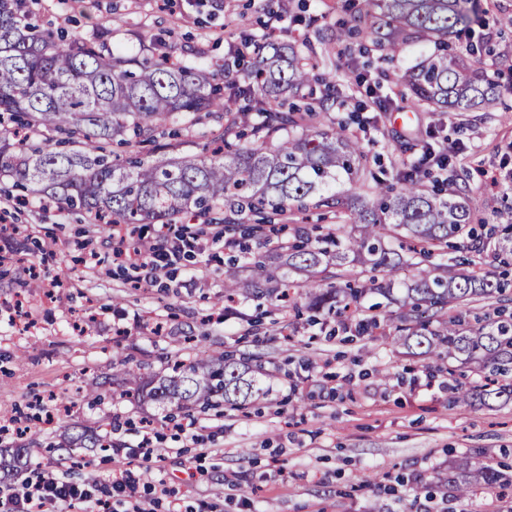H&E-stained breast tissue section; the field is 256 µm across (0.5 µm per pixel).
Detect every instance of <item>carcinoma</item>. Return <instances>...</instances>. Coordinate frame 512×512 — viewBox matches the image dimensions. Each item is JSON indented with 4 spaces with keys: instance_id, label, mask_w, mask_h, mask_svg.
Wrapping results in <instances>:
<instances>
[{
    "instance_id": "obj_1",
    "label": "carcinoma",
    "mask_w": 512,
    "mask_h": 512,
    "mask_svg": "<svg viewBox=\"0 0 512 512\" xmlns=\"http://www.w3.org/2000/svg\"><path fill=\"white\" fill-rule=\"evenodd\" d=\"M355 10L354 29L369 22L372 46L396 52L409 43L430 48L426 58L397 79L401 96L417 103L469 112L493 105L497 85L450 50L452 34L471 20L468 0H344ZM249 85L258 121L233 117L224 138L236 143L211 157L184 155L157 162L124 163L105 142L141 143L156 125L203 112L223 118L224 93L216 74L198 64L173 65L163 56H128L44 30L28 0H0V177L32 194H46L70 211L93 213L109 224H170L183 214L205 215L224 207V224H248L247 237L271 243L272 217L297 214L352 225L353 235L315 234L295 229L294 239L273 244L277 261L267 262L242 244L251 260L248 294L288 305L304 291L312 310L378 329L389 326L404 345L420 354L469 364L502 378L495 390L453 389L454 400L512 399V313L471 322L465 306L476 296L498 298L512 291V279L496 273L512 258V218L490 234H479L462 192L429 186L409 173L394 184L369 168L370 147L345 133L323 128L322 112L333 87L297 46L263 42ZM362 182L366 191L351 185ZM461 249L469 256L439 263L436 253ZM413 266V283L396 288L399 271ZM372 276L355 279L354 269ZM377 293L392 310L369 313L363 297ZM177 375L152 379L139 390L159 405L221 404L244 407L262 395L253 378L222 352L204 350ZM112 443L84 431L61 448L85 442ZM33 449L3 454L0 471L28 467ZM462 475L448 476L438 489L446 499L475 486L512 488V471L496 468L477 454L461 463Z\"/></svg>"
}]
</instances>
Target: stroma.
Listing matches in <instances>:
<instances>
[{
	"instance_id": "stroma-1",
	"label": "stroma",
	"mask_w": 512,
	"mask_h": 512,
	"mask_svg": "<svg viewBox=\"0 0 512 512\" xmlns=\"http://www.w3.org/2000/svg\"><path fill=\"white\" fill-rule=\"evenodd\" d=\"M474 2L480 21L473 35L492 36L477 65L499 84L496 107L476 112H435L413 102L361 110L358 75L380 83V95L395 96V73L428 50H348L334 38L349 21L343 0H33L32 9L45 28L129 55L203 60L234 115L243 102L233 92L246 83V63L236 57L244 39L311 43L320 73L336 87L332 116L353 135L362 123L379 127L374 150L389 174L420 158L424 144L449 152L450 166L432 169V178L466 193L474 222L494 224L512 211V27L502 24L512 0ZM219 129L214 118L188 117L160 125L152 141L112 149L151 162L207 157ZM17 196L11 182L0 183V417L26 414L40 398L72 407L52 424L22 422L24 438L38 441L22 480L43 472L79 485L99 478L94 495L114 512L146 501L154 512H512L511 496L497 498L483 486L459 501L427 489L477 453L512 465V400L457 404L448 389L452 375L471 385L474 369L460 366L451 375L447 361L407 356L400 341L348 340L334 322L298 320L263 299L235 297L231 313H223L234 238L223 211L170 225L173 233H200V252L137 284L111 260L109 225L35 198L18 209ZM202 347L248 357L265 392L258 405L184 412L130 393L129 372L170 374L174 362L195 359ZM188 421L189 436L176 429ZM75 425L110 438L111 448L60 449ZM21 439L9 434L0 446ZM145 441L154 456L133 462L141 475L136 493L115 492L113 468ZM160 483L167 495H155Z\"/></svg>"
}]
</instances>
